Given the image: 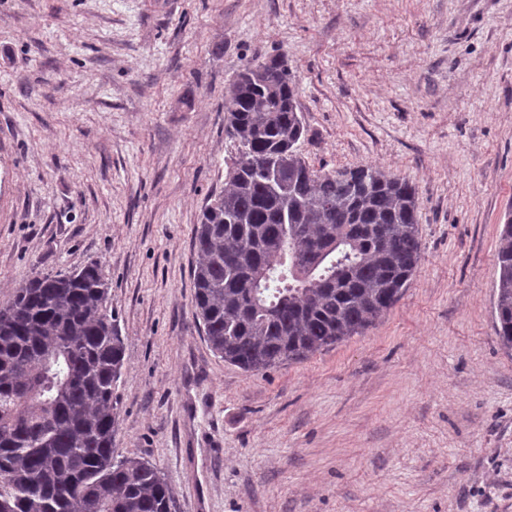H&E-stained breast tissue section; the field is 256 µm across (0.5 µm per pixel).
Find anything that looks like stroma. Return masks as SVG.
Listing matches in <instances>:
<instances>
[{
	"label": "stroma",
	"mask_w": 512,
	"mask_h": 512,
	"mask_svg": "<svg viewBox=\"0 0 512 512\" xmlns=\"http://www.w3.org/2000/svg\"><path fill=\"white\" fill-rule=\"evenodd\" d=\"M283 57L315 170L412 180L422 259L364 333L246 372L194 317L224 96ZM512 0H0V307L95 262L125 341L119 457L175 512H512ZM499 268L494 314L495 334L503 348L512 351V212L511 209L499 236L497 247Z\"/></svg>",
	"instance_id": "obj_1"
}]
</instances>
